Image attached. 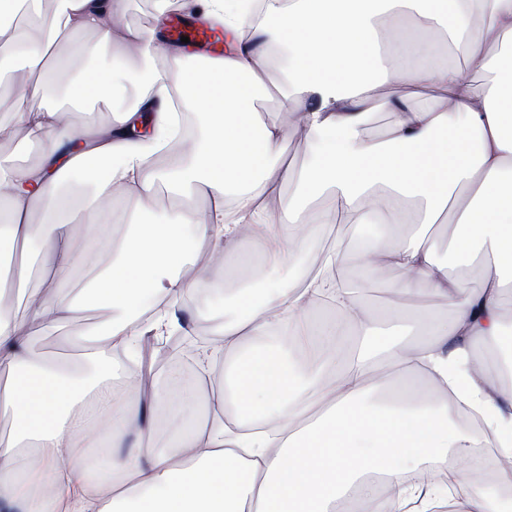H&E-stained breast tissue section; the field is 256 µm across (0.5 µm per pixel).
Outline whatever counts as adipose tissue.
<instances>
[{
	"label": "adipose tissue",
	"mask_w": 512,
	"mask_h": 512,
	"mask_svg": "<svg viewBox=\"0 0 512 512\" xmlns=\"http://www.w3.org/2000/svg\"><path fill=\"white\" fill-rule=\"evenodd\" d=\"M126 0H0V82L17 94L0 135L22 131L34 160L0 163V512H336L357 487L373 512H500L503 487L472 480L474 447L512 458V0H280L252 22L243 0H186L184 13L223 29L219 56H186L150 28L122 23ZM485 21L471 37L472 15ZM32 23L15 26L16 17ZM450 37L465 67L430 59L392 69L383 48L403 42L406 17ZM82 32L91 41H77ZM287 48V71L270 68ZM149 69L141 94L111 109L106 124L72 129L66 111L86 112L129 78L132 59ZM489 73L465 82L463 69ZM385 84L435 88L425 107L380 96ZM199 103L201 131L164 167L146 165L132 121L148 110L172 123L171 94ZM280 99L311 147L302 171L283 159V129L260 115ZM393 115L389 134L370 139L371 113ZM294 182L293 196L280 188ZM174 200L155 214L157 185ZM208 200L210 223L191 200ZM136 200L148 222L107 236L100 222L117 200ZM81 223H73L74 211ZM39 221H31L32 213ZM399 215L385 238L360 242L368 277L403 274L398 289L433 293L449 319L400 312L404 333L375 326L355 290L335 276V248L293 284L274 280L290 256L308 250L326 224H374ZM446 224L459 266L491 261L479 288L448 274L427 241ZM208 253L209 276L176 272ZM203 288L224 291L220 339L200 360L224 381L210 418L193 417L194 391L155 381L141 392L132 374L115 379L105 351L133 353L135 323L177 325L173 303ZM25 291L22 315L10 302ZM106 304L112 320L77 341V361L40 355L30 338ZM366 349L337 358L346 329ZM397 371L398 379L387 377ZM429 386L421 388L417 376ZM169 441L157 446V410ZM482 423L480 439L455 427L458 413ZM446 486L404 476L424 463ZM382 474L384 491L369 490Z\"/></svg>",
	"instance_id": "ef3b65f1"
}]
</instances>
